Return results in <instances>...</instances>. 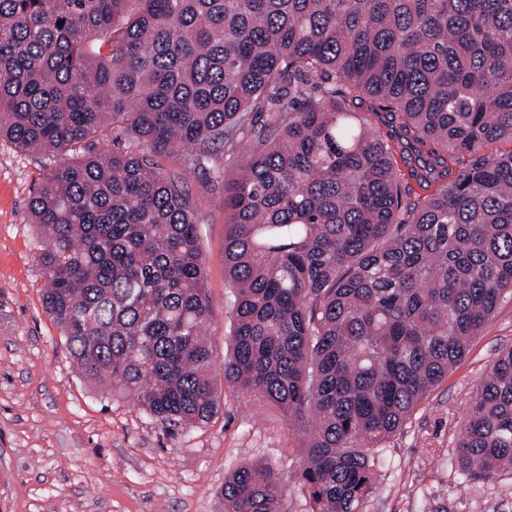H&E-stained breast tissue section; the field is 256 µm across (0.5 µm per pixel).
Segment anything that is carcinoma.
Here are the masks:
<instances>
[{
    "instance_id": "obj_1",
    "label": "carcinoma",
    "mask_w": 512,
    "mask_h": 512,
    "mask_svg": "<svg viewBox=\"0 0 512 512\" xmlns=\"http://www.w3.org/2000/svg\"><path fill=\"white\" fill-rule=\"evenodd\" d=\"M114 127L142 152L91 150ZM0 139L59 159L29 210L70 357L173 424L219 394L197 208L156 157H247L223 375L311 419L308 512H362L382 443L512 293V150L487 151L512 142V0H0ZM454 458L512 475V346ZM288 486L241 465L224 512H283Z\"/></svg>"
}]
</instances>
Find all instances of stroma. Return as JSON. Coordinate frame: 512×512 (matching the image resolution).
<instances>
[{
  "label": "stroma",
  "mask_w": 512,
  "mask_h": 512,
  "mask_svg": "<svg viewBox=\"0 0 512 512\" xmlns=\"http://www.w3.org/2000/svg\"><path fill=\"white\" fill-rule=\"evenodd\" d=\"M157 162L184 180L198 208L212 308L206 336L220 360L233 323L224 186L186 170L182 156ZM52 166L0 140V512H222L224 479L234 468L262 464L293 474L307 427L233 385L219 382L210 421L173 426L80 373L42 303L43 240L28 209ZM507 346L508 295L467 357L386 439L377 489L363 512H512V475L468 484L453 465L472 392Z\"/></svg>",
  "instance_id": "obj_1"
}]
</instances>
